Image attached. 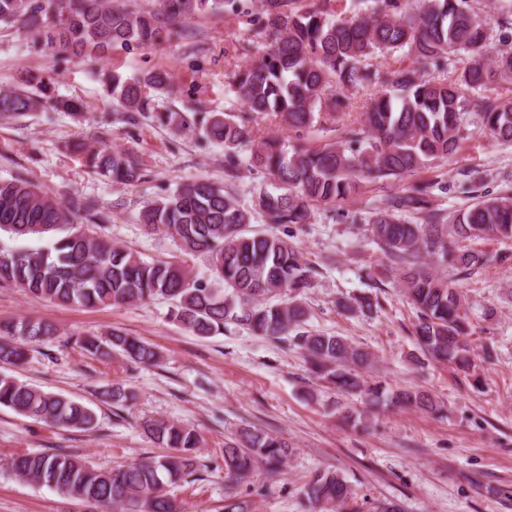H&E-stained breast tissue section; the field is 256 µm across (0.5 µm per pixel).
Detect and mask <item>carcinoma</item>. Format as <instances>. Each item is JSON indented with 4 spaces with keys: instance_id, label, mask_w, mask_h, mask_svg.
<instances>
[{
    "instance_id": "obj_1",
    "label": "carcinoma",
    "mask_w": 512,
    "mask_h": 512,
    "mask_svg": "<svg viewBox=\"0 0 512 512\" xmlns=\"http://www.w3.org/2000/svg\"><path fill=\"white\" fill-rule=\"evenodd\" d=\"M350 0V18H337L331 0L306 6L301 0H261V16L248 28L261 50L233 73L231 86L243 112H212L199 134L224 145V184L208 178L181 183L143 207L139 221L149 234H165L189 257L204 256L201 275L179 261H146L98 232L108 216L96 201L74 194L58 200L21 176L0 178V233L12 239L37 238L42 247L9 250L0 246V284L37 299L84 307L134 305L156 297L169 301V319L193 335L224 334L229 324L254 335L287 340L302 351L315 379L342 392H360L372 403L394 408L439 411L425 393L386 392L358 373L369 356L341 336L307 329L304 301L320 265L306 261L292 241V229L312 223L314 210L329 206L336 217L367 225L381 252L384 270L417 311L414 336L422 356L476 372L467 337L466 299L439 275L442 266L468 276L490 261L469 246L485 238L512 240V186L496 196L481 195L452 214L433 204L436 183L416 181L401 193L368 201L360 216L346 204L365 183L404 180L456 153L469 126L485 129L500 144L512 143V100L498 89L512 84V50L491 51L493 27L512 29V0H498L496 20L475 9L473 0H369L365 9ZM241 17L243 0H160V9L126 11L113 0H0V23H18L45 45L69 57L105 56L115 48L149 46L158 35L207 13ZM399 55L381 72L371 60ZM465 61L453 79L433 76L449 58ZM51 77L34 76L29 89L0 88V119L20 118L49 105L73 113L76 101L49 95ZM105 85L136 125L149 116L181 131L189 128L178 112L158 111V100L174 93L172 73L152 68L124 79L116 73ZM379 87L360 120L344 121L351 93ZM275 117L291 129L330 123L335 138L322 144L292 143L286 137H255L250 123ZM97 173L126 184L141 177L140 162L127 151L79 146ZM275 181L276 191L260 190L254 210L242 207L230 185L239 153ZM259 212L268 228L252 225ZM339 307L369 316L382 308L370 293L350 295ZM58 336L50 322L20 318L0 321V407L66 430L92 431L93 409L60 394L45 392L5 371L28 362L30 348ZM81 347L95 356H120L141 367H157V348L119 328L87 334ZM120 408L133 394L114 382L102 392ZM143 432L159 447L149 456L103 470L74 455L24 452L9 471L58 495L92 503L101 512H182L169 488L200 470V437L186 425L145 419ZM288 439L261 429L242 428L224 442V474L243 482L260 464L273 473L287 460ZM308 512H357L355 491L331 471H319L300 490Z\"/></svg>"
}]
</instances>
